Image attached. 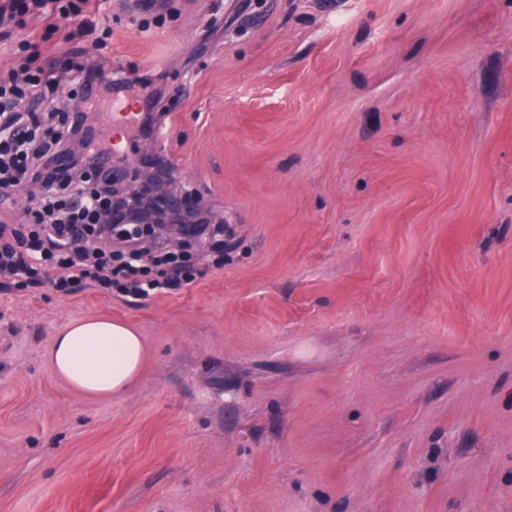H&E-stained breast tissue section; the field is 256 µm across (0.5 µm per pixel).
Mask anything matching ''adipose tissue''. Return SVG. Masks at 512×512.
<instances>
[{
	"mask_svg": "<svg viewBox=\"0 0 512 512\" xmlns=\"http://www.w3.org/2000/svg\"><path fill=\"white\" fill-rule=\"evenodd\" d=\"M145 346L141 336L107 319L76 320L51 342L57 375L74 388L99 396L123 394L137 379Z\"/></svg>",
	"mask_w": 512,
	"mask_h": 512,
	"instance_id": "1",
	"label": "adipose tissue"
}]
</instances>
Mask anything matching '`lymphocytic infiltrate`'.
<instances>
[{
    "label": "lymphocytic infiltrate",
    "mask_w": 512,
    "mask_h": 512,
    "mask_svg": "<svg viewBox=\"0 0 512 512\" xmlns=\"http://www.w3.org/2000/svg\"><path fill=\"white\" fill-rule=\"evenodd\" d=\"M95 6V0H81L79 10L69 11L58 9L55 0H0V27L20 19L33 38L55 30L62 55L76 61L59 75L43 62L0 74V193L25 190L34 202L35 224L28 233L0 225V278L24 274L29 283H40L35 263L49 258L55 264L54 285L65 290L92 284L138 296L150 289L181 288L195 278L191 259L162 254L147 264L134 258L146 249L141 240H127L117 250L102 231L89 250L81 238L66 236L69 226L93 223L82 206L85 187L98 168L113 164L107 131L98 124L93 104L123 86L110 61L73 46L88 32L85 15ZM75 84L89 103L78 114L66 103ZM49 184L57 188L51 197L45 193Z\"/></svg>",
    "instance_id": "1"
}]
</instances>
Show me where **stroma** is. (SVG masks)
<instances>
[{"label": "stroma", "mask_w": 512, "mask_h": 512, "mask_svg": "<svg viewBox=\"0 0 512 512\" xmlns=\"http://www.w3.org/2000/svg\"><path fill=\"white\" fill-rule=\"evenodd\" d=\"M105 106L231 225L140 297L0 291V512H512V0H99ZM216 36L195 49L198 29ZM0 28V70L54 53ZM143 337L124 395L51 340ZM144 89L148 90L146 94V103L147 108L146 112L138 113L137 115H140L138 117L139 120V127L150 128L153 123L155 122V116H154V108L158 106L166 97V89L163 85L159 83H154L151 81H146L144 84ZM142 336L107 319L76 320L53 336L49 357L57 375L74 388L99 396L123 394L137 379Z\"/></svg>", "instance_id": "stroma-1"}]
</instances>
